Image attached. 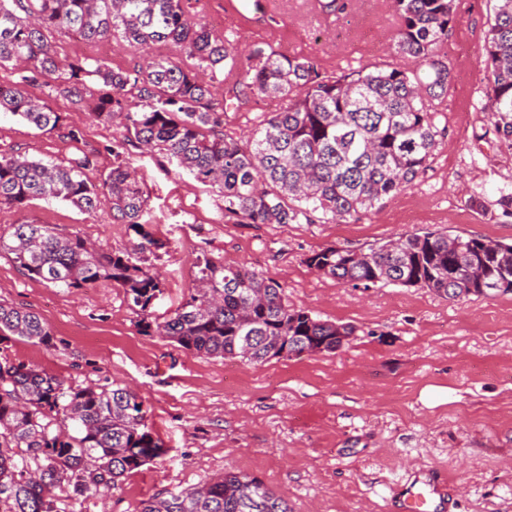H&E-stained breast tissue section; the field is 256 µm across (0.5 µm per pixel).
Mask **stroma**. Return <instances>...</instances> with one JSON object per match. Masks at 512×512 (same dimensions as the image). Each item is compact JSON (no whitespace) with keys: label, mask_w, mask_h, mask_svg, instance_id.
I'll return each mask as SVG.
<instances>
[{"label":"stroma","mask_w":512,"mask_h":512,"mask_svg":"<svg viewBox=\"0 0 512 512\" xmlns=\"http://www.w3.org/2000/svg\"><path fill=\"white\" fill-rule=\"evenodd\" d=\"M225 0H186L238 48L272 46L310 56L329 69L396 58L391 0H352L337 27L314 0H273L278 17L254 16L228 28ZM457 17L440 48L454 91L435 122L444 128L427 171L383 206L334 224L225 222L217 192L177 173L161 154L142 157L150 197V231L164 241L155 261L162 292L153 316L164 319L188 294L197 256L245 263L280 283L290 306L313 317L352 325L348 344L333 354L273 358L254 365L195 355L146 335L123 289L102 282L59 288L30 279L0 256V303L36 313L54 332L52 346L10 342L15 362L61 375L72 386L118 383L142 397L163 457L128 475L109 492L57 494L59 512H141L144 502L226 472L247 473L284 497L291 512H389L396 489L424 468L448 479L454 512H512V294L451 301L419 287H355L311 269L306 258L329 247L365 249L396 236L440 231L512 242V217L497 200L512 190V150L483 140L488 121L483 60L493 21L492 0H456ZM56 56H84L125 69L158 58L112 41L87 44L64 33L49 37ZM53 76L32 95L61 113L63 125L35 128L0 112V153L67 160L75 149L98 151L122 127L102 124L70 98L49 93ZM77 130L79 142L67 137ZM485 206H472V198ZM77 234L107 251L133 237L112 220L109 201L93 214L37 200L24 209L0 206V232L21 221Z\"/></svg>","instance_id":"1"}]
</instances>
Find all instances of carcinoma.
Masks as SVG:
<instances>
[{"label":"carcinoma","mask_w":512,"mask_h":512,"mask_svg":"<svg viewBox=\"0 0 512 512\" xmlns=\"http://www.w3.org/2000/svg\"><path fill=\"white\" fill-rule=\"evenodd\" d=\"M186 0H0V68L18 79L0 84V111L54 129L60 113L27 88L56 75L52 90L82 104L98 121L119 123L124 136L106 151L112 168L99 176L96 155L67 162L0 154V204L67 202L94 213L112 203L127 224L130 248L103 252L78 234L22 221L0 234V255L45 284L90 288L101 280L124 289L141 330L210 357L262 364L308 348L336 352V324L288 306L282 285L244 264L204 258L195 285L164 321L152 317L161 280L152 258L165 243L145 229L149 199L137 172L139 154L159 151L224 198V221L235 224L330 223L368 211L408 186L433 159L438 105L453 92L439 46L456 20L455 0H392L400 19L395 63L321 69L316 59L256 46L248 65ZM485 41L486 106L494 132L512 149V0H495ZM85 42L112 39L135 52L156 43L180 58L132 71L99 58L64 63L47 33ZM224 76V102L212 82ZM279 99L242 139L224 130L240 109L237 88ZM307 265L340 283L373 288H428L453 301L500 293L512 285V243L426 231L403 234L368 250L326 247ZM21 339L49 346L50 326L36 313L0 303V512H58L53 491L74 498L109 489L162 456L146 423L142 398L116 383L73 387L56 374L13 362L5 344ZM141 512H290L288 502L257 477L226 472L214 481L144 503Z\"/></svg>","instance_id":"carcinoma-1"}]
</instances>
